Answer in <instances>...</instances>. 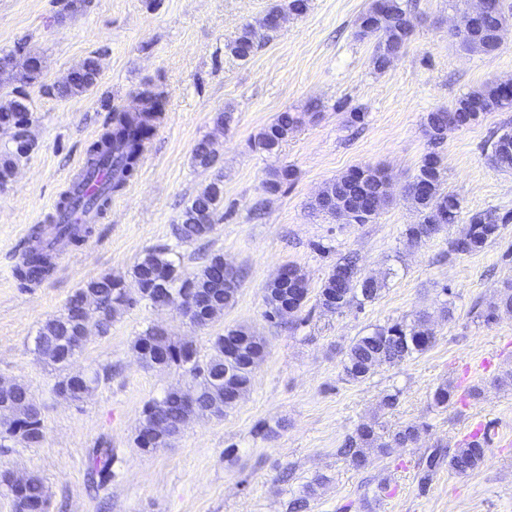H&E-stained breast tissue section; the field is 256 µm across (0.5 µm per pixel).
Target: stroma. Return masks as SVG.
Returning a JSON list of instances; mask_svg holds the SVG:
<instances>
[{
    "label": "stroma",
    "instance_id": "obj_1",
    "mask_svg": "<svg viewBox=\"0 0 512 512\" xmlns=\"http://www.w3.org/2000/svg\"><path fill=\"white\" fill-rule=\"evenodd\" d=\"M276 0H90L76 14L61 0H0V55L23 50L40 57L38 84L20 87L0 74V103L24 99L34 122L32 148L0 187V379L24 384L41 410L45 439L38 446L0 441V470L43 479L49 512H289L292 498L314 485L308 512H512V446L491 442L484 463L457 475L440 469L427 487L417 475L433 448L454 449L475 423L512 435V313L496 322L482 314L512 280V223L476 254H455L473 213L512 212V170L497 168L491 144L512 130V109L449 131L431 147L428 112L445 109L484 83L512 81V0L499 48L471 50L451 34L473 0H404L414 22L406 48L385 70L372 58L375 38H357L356 22L372 0H308V9L281 27L245 60L226 45L243 25L262 18ZM101 73L91 94L47 93L85 58ZM165 94L164 113L137 178L112 198V209L80 246L54 260L39 287L15 277L21 237L47 226L51 207L103 130L113 110L137 107L145 85ZM315 116H307L309 105ZM231 108L229 127L216 112ZM304 113L303 123L273 154L248 143L277 114ZM364 113L360 127L351 113ZM212 139L216 157L197 167L193 149ZM438 150L445 192L457 196L456 223L409 244L416 214L405 195L424 156ZM292 166L296 178L275 194L264 183ZM385 168L391 198L365 224L313 211L332 180L364 166ZM224 201L205 241L181 244L174 228L182 210L213 179ZM167 248L181 277L197 273L207 255L222 254L243 273L236 303L209 326L196 328L171 310L147 302L115 314L107 335L91 333L70 363L72 373H99L80 402L59 396L58 370L34 351L41 324L61 312L86 282L130 277L149 249ZM353 254L362 275L384 280L379 297L340 313L317 303L320 286L340 258ZM308 281L305 304L277 325L264 317V288L283 266ZM427 315L436 337L427 352L346 381L344 353L357 336L394 321ZM242 325L266 339V355L249 391L224 416L193 419L170 446L152 453L136 444L146 402L189 384L179 368L141 365L133 348L147 328L192 342L200 358L213 336ZM489 368H482V361ZM456 397L432 405L439 385ZM397 394L393 408L384 395ZM424 421L418 442L371 456L354 467L336 450L359 424L391 435ZM271 436H263V428ZM115 448L112 480L87 481L89 448Z\"/></svg>",
    "mask_w": 512,
    "mask_h": 512
}]
</instances>
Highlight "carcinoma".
<instances>
[{"mask_svg": "<svg viewBox=\"0 0 512 512\" xmlns=\"http://www.w3.org/2000/svg\"><path fill=\"white\" fill-rule=\"evenodd\" d=\"M308 9V0H285L277 3L270 12L277 14L301 15ZM506 17L500 0H488L481 23L460 41L470 49L490 53L499 48L498 33L503 28ZM274 29L261 19L257 24L243 26L237 37L226 45L229 53L240 59H248L263 39L270 37ZM413 34V23L409 10L401 0H373L370 7L357 21L356 37L377 38L374 66L382 70L391 59L398 55ZM5 68L15 72L16 79L33 85L40 82L42 62L31 54L17 56L10 52L0 56ZM100 66L94 57L85 59L51 90L60 98L82 96L94 89L99 81ZM142 110L127 113L115 110L111 122L100 137L87 151L86 167L80 176L91 178L103 169L112 171V179L104 183L92 197H79L70 191L60 194L57 202L61 212L98 208L105 210L112 196L120 193L138 173L141 157L146 149L154 127L160 119L163 107V92L145 88L140 92ZM512 108V97L507 96L497 83H487L460 98L446 109L427 113L424 130L430 134L432 145L441 144L451 127L476 123L481 117ZM304 115L281 112L276 118L251 139L255 151L271 153L288 139L302 124ZM30 124V112L23 100H15L7 107H0V129L13 132L14 148L0 154V185L7 183L17 161L25 157L31 142L23 139V132ZM492 157L497 167L512 170V133L501 135L492 146ZM193 159L202 168L211 167L214 151L210 141L200 140L193 152ZM294 168L288 166L274 171L265 182V191L275 194L283 185L293 182ZM445 168L441 157L430 152L426 154L409 182L406 197L411 202L418 221L407 225L406 236L411 244H419L430 238L440 228V220L447 224L456 222L460 202L442 190ZM341 200L344 207L352 212V220L364 224L375 216L389 202V179L384 169L366 166L353 169L329 182L315 198L314 210L333 214L335 200ZM224 201L223 180L216 178L198 192L184 208L180 222L175 226L176 238L182 243H192L204 238L213 229L218 207ZM512 220L509 214L499 215L491 210L470 216L469 228L465 236L451 242L450 251L458 254H473L484 250L499 235L500 225ZM356 258L343 257L336 262L323 281L318 293V305L325 309L329 305L341 311L354 301L359 304L372 302L378 298L382 283L374 278L357 275ZM54 270L53 254L39 244L29 247L16 270V277L28 285L50 276ZM288 285L285 288L273 286L265 292L264 317L276 318L287 296L293 289H299L298 305H303L308 295L305 274L295 266L286 267ZM133 287L125 280L112 275L88 281L67 300L62 313L48 318L40 326L35 337V352L38 356L59 369H64L74 358L73 347L76 337L82 335L85 322L99 323V332L109 333L112 317L121 308H130L142 300L156 303V298L167 296L179 309L183 292L188 291L204 301L213 302L222 310L234 304L242 279L238 268L224 266V256L210 257L200 272L191 278H181L176 266L164 249L149 250L135 263L132 269ZM94 298L98 303L95 310L86 308L85 299ZM512 312V281H505L499 300L491 304L484 315L485 322L491 323L500 309ZM434 334L426 327L425 320L417 319L411 324L404 322L390 326H380L371 332L358 336L349 344L342 361V372L349 382H362L373 375L383 364L394 365L433 347ZM149 345L157 350L151 365L159 369L172 366L186 368L194 388V403L201 412L216 416L224 415V410L234 407L252 385L255 366L263 360L266 352V339L243 326L224 328V333L214 337L212 354L203 363L196 359V351L188 344L173 341L167 332L158 327L146 329L135 341L134 349L142 353ZM237 348L232 358L226 356L225 346ZM100 381L99 374L83 375L80 378L68 373L60 376L57 386H69L82 400V392ZM28 409L27 388L16 383L7 392L0 391V415H23ZM163 422L176 432H181L186 424L185 406L182 394L177 389L168 391L160 400L146 403L141 412L138 433L153 430ZM424 426L409 423L396 431L391 439L383 438L375 426L362 423L357 426L355 435L349 437L337 453L354 464L366 463L370 456H386L395 447H406L416 442ZM0 436L20 441L28 446L39 445L44 440L43 424L34 428H16L0 422ZM490 435L471 436L461 446L444 457L434 451L425 459L422 483L443 464L448 463V471L466 474L477 469L485 460ZM115 453L110 448L90 450L88 475L92 482L104 483L112 479V463ZM22 509L25 512H45L47 491L37 476L27 477L21 494Z\"/></svg>", "mask_w": 512, "mask_h": 512, "instance_id": "carcinoma-1", "label": "carcinoma"}]
</instances>
